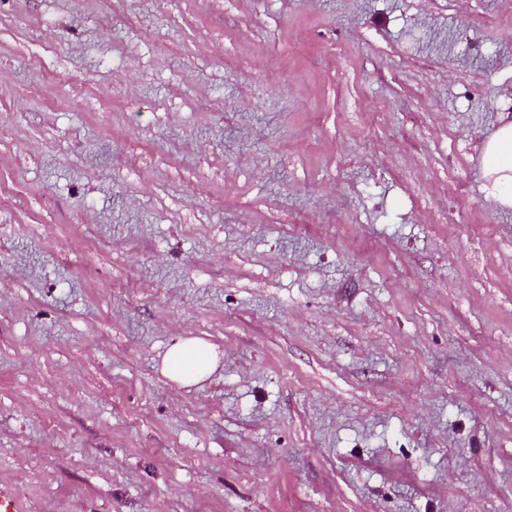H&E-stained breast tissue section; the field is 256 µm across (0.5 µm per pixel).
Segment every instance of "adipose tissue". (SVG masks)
Segmentation results:
<instances>
[{
	"mask_svg": "<svg viewBox=\"0 0 512 512\" xmlns=\"http://www.w3.org/2000/svg\"><path fill=\"white\" fill-rule=\"evenodd\" d=\"M483 174L495 200L512 208V122L502 124L487 141L482 157ZM219 363L216 348L195 337H180L169 346L161 371L180 387L208 380Z\"/></svg>",
	"mask_w": 512,
	"mask_h": 512,
	"instance_id": "1",
	"label": "adipose tissue"
}]
</instances>
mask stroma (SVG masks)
<instances>
[{
    "mask_svg": "<svg viewBox=\"0 0 512 512\" xmlns=\"http://www.w3.org/2000/svg\"><path fill=\"white\" fill-rule=\"evenodd\" d=\"M505 120L512 0H0V483L512 512ZM482 167L495 200L512 208V122L502 124L486 142ZM219 363L216 348L195 337H178L162 359L161 372L178 387L208 380Z\"/></svg>",
    "mask_w": 512,
    "mask_h": 512,
    "instance_id": "obj_1",
    "label": "stroma"
}]
</instances>
